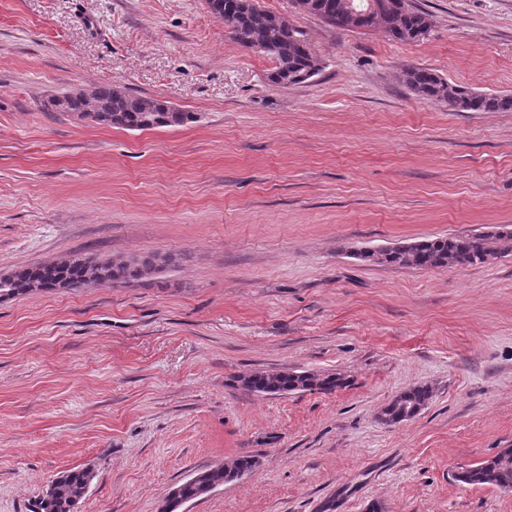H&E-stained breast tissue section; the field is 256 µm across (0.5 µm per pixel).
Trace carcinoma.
<instances>
[{
  "instance_id": "carcinoma-1",
  "label": "carcinoma",
  "mask_w": 512,
  "mask_h": 512,
  "mask_svg": "<svg viewBox=\"0 0 512 512\" xmlns=\"http://www.w3.org/2000/svg\"><path fill=\"white\" fill-rule=\"evenodd\" d=\"M389 8L378 22L382 32L396 41H420L432 31L429 15L412 5V0H386ZM211 13L231 28L233 38L242 46L270 55L275 68L269 76L275 85H296L312 79L310 69L318 54L304 33L283 17L260 8L256 0H207ZM306 13L347 30L357 24L355 13L368 5V0H303ZM403 82L413 94L427 101L446 103L459 112H512V95L483 94L452 83L426 68L404 71ZM73 111L90 110L88 120L98 126L125 130H150L158 127L184 126L196 120L190 112H170L164 100L137 96L108 85L95 88L92 98L76 92L63 94ZM512 240V230L504 227L486 235L424 238L408 246L386 250H363L357 253L363 261L423 270L482 265L500 253L497 243ZM178 260V255L155 252L137 260H101L95 256H75L13 270L0 279V300L19 298L32 292L75 289L80 285L114 286L119 284L152 285V274L160 267ZM246 390L262 395L293 392H333L346 385L337 373L314 371L256 370L238 379ZM432 397L427 385H416L400 393L382 408L392 424L411 420L407 410L423 408ZM512 448L466 469L461 482L471 486L492 485L512 489V463L503 459ZM257 460L244 455L197 472L175 486L161 512H178L186 503L205 495L211 487L226 484L230 472L253 471ZM94 479L87 468L70 469L56 478L35 504L34 512H73L78 501L88 492Z\"/></svg>"
}]
</instances>
